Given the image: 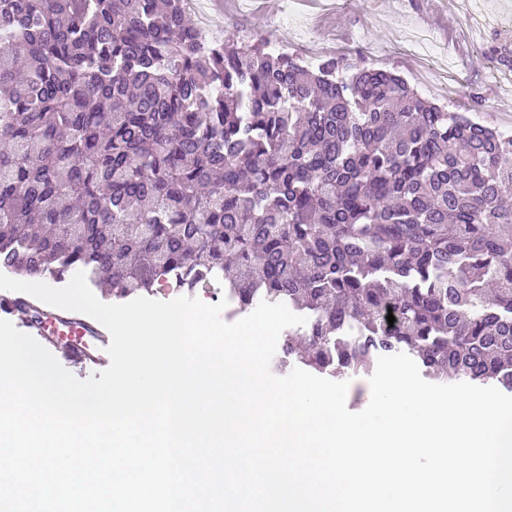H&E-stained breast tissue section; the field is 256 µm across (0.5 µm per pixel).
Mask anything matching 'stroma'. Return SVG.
Instances as JSON below:
<instances>
[{
  "label": "stroma",
  "instance_id": "1",
  "mask_svg": "<svg viewBox=\"0 0 512 512\" xmlns=\"http://www.w3.org/2000/svg\"><path fill=\"white\" fill-rule=\"evenodd\" d=\"M224 37L317 45L397 72L423 98L512 131V70L494 77L490 47L512 46V0H204Z\"/></svg>",
  "mask_w": 512,
  "mask_h": 512
}]
</instances>
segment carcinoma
<instances>
[{
	"label": "carcinoma",
	"instance_id": "cac0c4a2",
	"mask_svg": "<svg viewBox=\"0 0 512 512\" xmlns=\"http://www.w3.org/2000/svg\"><path fill=\"white\" fill-rule=\"evenodd\" d=\"M0 144V273L222 279L306 317L276 372L407 347L512 393V135L391 71L206 44L181 0H0Z\"/></svg>",
	"mask_w": 512,
	"mask_h": 512
}]
</instances>
